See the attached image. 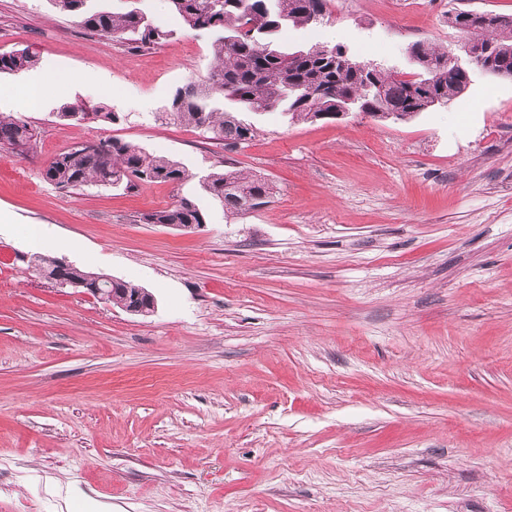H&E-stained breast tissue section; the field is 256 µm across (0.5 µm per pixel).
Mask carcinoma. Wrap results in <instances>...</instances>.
<instances>
[{"mask_svg":"<svg viewBox=\"0 0 512 512\" xmlns=\"http://www.w3.org/2000/svg\"><path fill=\"white\" fill-rule=\"evenodd\" d=\"M69 13L84 30L123 40L137 51L153 49L173 35L138 9L123 12L90 8L89 0H68ZM170 10L184 27L211 37L210 50L216 65L202 82L191 81L177 89L156 120L165 125H188L234 151L238 143L250 141L256 130L243 124L218 104L226 99L252 112H267L286 106L290 119L314 121L322 114L336 116V109L351 100L357 111L385 118L399 112L409 118L424 112L434 102L448 104L463 94L472 81L473 69L462 65L448 70V53L425 43L412 45L415 71L377 72L365 68L341 46L321 52L315 46L287 52L280 37L289 26H308L324 18L330 0H167ZM482 52L491 69L512 74V20L493 28L475 27ZM25 50L0 54V74L17 73L35 66ZM35 131L21 119L0 113V148L15 150L32 145ZM44 178L66 192L86 185L122 186L133 189L142 183H179L186 178L181 164L167 156L148 152L121 139L100 141L95 150L75 145L53 158ZM203 190L237 216L243 207H260L273 193L272 183L260 174L239 170L231 162L202 180ZM146 224L206 223L197 204L181 198L172 206L142 216ZM33 270L61 286L80 281L87 288H110L105 302L123 306L134 296L146 308L154 302L146 289L103 273L59 260L33 256Z\"/></svg>","mask_w":512,"mask_h":512,"instance_id":"1","label":"carcinoma"}]
</instances>
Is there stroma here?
Segmentation results:
<instances>
[{
  "instance_id": "stroma-1",
  "label": "stroma",
  "mask_w": 512,
  "mask_h": 512,
  "mask_svg": "<svg viewBox=\"0 0 512 512\" xmlns=\"http://www.w3.org/2000/svg\"><path fill=\"white\" fill-rule=\"evenodd\" d=\"M175 29L136 52L53 0H0V53L57 71L0 151V512H512V78L403 122L256 128L235 152L155 115L213 64ZM512 0H333L289 51L341 44L413 71L424 41L459 48L456 11ZM106 107L114 122L61 119ZM119 138L187 170L178 184L64 192L43 170L71 145ZM233 159L275 193L229 219L201 179ZM189 198L207 224L141 214ZM55 257L151 292L142 316L28 269ZM35 131L24 120L0 113V148L14 151L17 148L32 145Z\"/></svg>"
}]
</instances>
